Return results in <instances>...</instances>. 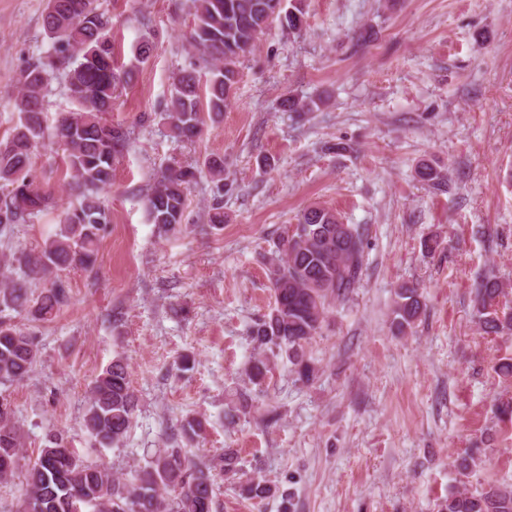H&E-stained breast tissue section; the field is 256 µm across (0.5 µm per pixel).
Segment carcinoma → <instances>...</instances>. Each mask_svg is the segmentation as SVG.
Masks as SVG:
<instances>
[{"label":"carcinoma","instance_id":"1","mask_svg":"<svg viewBox=\"0 0 512 512\" xmlns=\"http://www.w3.org/2000/svg\"><path fill=\"white\" fill-rule=\"evenodd\" d=\"M95 0H48L43 25L52 49L24 69L14 100L19 121L9 137L0 139V233L42 212L51 200L31 177L34 151L43 139L45 98L51 76H65L66 94L76 109L62 114L55 126L64 152L67 185L73 200L65 208L56 232L35 255L17 258L20 275L0 283V308L29 309L36 320H48L69 300L65 272L93 266L97 247L112 223L102 194L112 185V172L127 150L129 135L105 115L121 81L114 65L110 16ZM193 25L188 43L205 63L204 70H181L175 78L165 119L183 141L200 137L206 120L221 117L231 104L239 80L240 59L252 53L259 36L277 25L298 34L304 25L303 0H190ZM321 101L289 95L284 112H312ZM194 172L170 165L155 179L147 196V214L158 232L180 230L187 206V185ZM341 216L315 205L305 209L298 224L280 236L268 261L274 294L269 313L248 329L258 352L246 376L252 383L271 372L266 351L286 354L297 379L308 383L316 367L308 346L319 334L329 310L348 300L360 281L364 240L360 227L347 225L336 235ZM44 281L49 287L31 301L30 289ZM474 317L485 333L512 330V312L500 307L504 287L495 277L474 285ZM392 324L399 333L411 329L422 311L418 289L403 284L395 292ZM37 348L31 336L0 321V382L24 379L32 370ZM137 396L129 381V365L116 356L90 388L84 423L102 446L118 447L132 427ZM13 411L0 400V481L13 477L21 460V442ZM481 451L473 448L456 463L458 474L469 477ZM220 461L224 473L239 480L242 496L264 500L276 486L261 472L247 471L236 448H226ZM26 512H71L84 505L89 512H212V466L192 448H166L148 466L116 476L104 465H88L65 437L51 431L40 455L25 474ZM439 512H512V485L488 483L466 486L448 494Z\"/></svg>","mask_w":512,"mask_h":512}]
</instances>
